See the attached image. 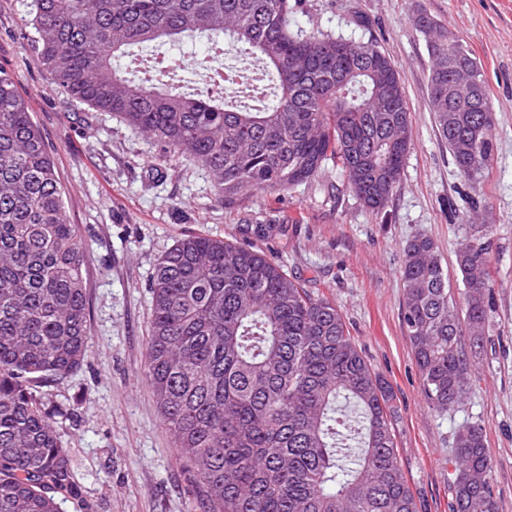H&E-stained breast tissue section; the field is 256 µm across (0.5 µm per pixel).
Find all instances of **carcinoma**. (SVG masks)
Masks as SVG:
<instances>
[{
  "label": "carcinoma",
  "instance_id": "cac0c4a2",
  "mask_svg": "<svg viewBox=\"0 0 512 512\" xmlns=\"http://www.w3.org/2000/svg\"><path fill=\"white\" fill-rule=\"evenodd\" d=\"M40 65L71 99L110 112L213 178L224 201L280 193L332 165L368 210L382 212L413 142L394 62L373 41L294 25L300 0H27ZM432 60L429 109L467 181L487 168L496 115L483 68L464 40L422 11ZM209 35L211 69L232 40L262 65L251 101L189 88L183 55L135 69L138 48ZM478 73L460 100L451 77ZM492 241L466 228L456 262L465 313L453 303L433 241L404 248L403 324L429 406L446 411L467 387L461 322L474 343L489 328L490 285L471 288ZM84 246L66 214L51 153L0 68V512L82 506L71 459L30 380L62 379L89 341ZM145 376L180 455L205 488L207 512H419L395 442L394 393L371 367L336 304L288 277L264 252L191 235L158 262ZM451 512H496L482 428L455 437Z\"/></svg>",
  "mask_w": 512,
  "mask_h": 512
}]
</instances>
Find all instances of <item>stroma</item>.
I'll return each instance as SVG.
<instances>
[{"label":"stroma","mask_w":512,"mask_h":512,"mask_svg":"<svg viewBox=\"0 0 512 512\" xmlns=\"http://www.w3.org/2000/svg\"><path fill=\"white\" fill-rule=\"evenodd\" d=\"M447 24L481 61L496 114L492 160L466 182L429 111L431 59L414 18ZM304 30L372 39L396 64L411 108L413 148L386 210L362 206L335 168L285 193L249 191L225 203L212 178L109 112L69 99L37 62L22 0H0V67L11 71L49 145L66 211L86 250L89 344L70 376L40 380L69 448L85 512H202L203 488L164 426L145 379L159 259L188 235L249 243L289 277L334 301L375 372L395 395L398 453L422 512H450L454 439L479 424L497 512H512V0H302ZM340 194H333V186ZM466 224H484L491 327L469 336L470 387L448 410L429 408L402 321L404 246L430 238L456 303V254Z\"/></svg>","instance_id":"35a3bbf8"}]
</instances>
